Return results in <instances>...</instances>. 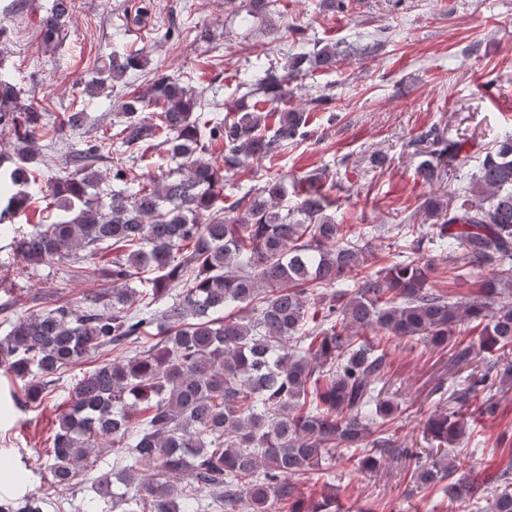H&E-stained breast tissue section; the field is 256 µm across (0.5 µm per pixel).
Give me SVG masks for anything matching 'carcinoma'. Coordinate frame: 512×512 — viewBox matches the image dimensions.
Here are the masks:
<instances>
[{
    "label": "carcinoma",
    "mask_w": 512,
    "mask_h": 512,
    "mask_svg": "<svg viewBox=\"0 0 512 512\" xmlns=\"http://www.w3.org/2000/svg\"><path fill=\"white\" fill-rule=\"evenodd\" d=\"M276 0H248L247 15L266 18ZM75 0H52L41 21L46 45L59 40ZM339 44L288 56L284 72L269 66L257 83L262 98L232 119L199 123L204 106L180 79L154 76L116 113V132L84 139L87 115L66 112L59 122L21 102V91L0 78V136L13 153L0 154V233L32 199L43 178L45 153L67 128L64 170L47 196L58 211L51 224L13 236L25 276L61 264L75 277H104L108 288L78 306L58 293H37L18 315L0 301V369L23 384V406L34 411L54 398L61 375L91 363L67 395L58 429L48 437V490L64 493L80 480L122 512H332L335 486L321 498L298 497L292 479L320 481L322 462L336 448L361 455L363 469L387 455L417 457L390 431L397 407L380 399L387 355L360 335L421 338L444 346L471 323L483 348L512 350V134L486 152L475 171L460 173L466 141L432 126L421 131L432 161L459 185L448 203L425 202L439 221L435 245L448 251L461 275L479 283L464 303L450 302L430 281L431 266L395 262L371 269L373 252L343 244V225L327 213V176L293 185L275 178L224 204V174L272 160L305 135L303 108L266 109L291 96V82L340 62ZM144 68L136 54L112 51L85 86L92 95L106 80ZM154 106L155 111L144 108ZM157 141L176 163L148 184L130 185L124 165L141 144ZM218 160L204 157L213 143ZM112 170L106 183L103 167ZM116 250L101 267L95 257ZM149 272L152 277H144ZM354 277L352 288L336 284ZM141 289L130 287L134 280ZM466 422L441 413L426 425L438 443L455 445ZM112 449V469H100L98 449ZM457 468L415 463L417 489H432ZM476 512H512V471L491 478ZM463 476L448 484L450 502L473 495ZM0 512H42L26 495L0 501Z\"/></svg>",
    "instance_id": "1"
}]
</instances>
